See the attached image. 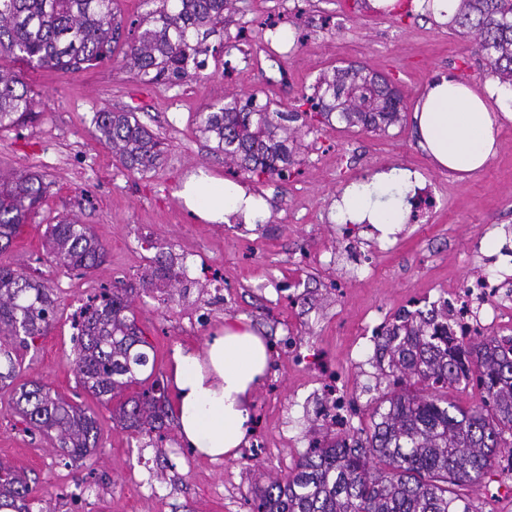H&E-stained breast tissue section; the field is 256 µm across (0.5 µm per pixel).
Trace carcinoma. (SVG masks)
<instances>
[{
	"mask_svg": "<svg viewBox=\"0 0 512 512\" xmlns=\"http://www.w3.org/2000/svg\"><path fill=\"white\" fill-rule=\"evenodd\" d=\"M156 8L130 22L124 66L153 82L193 78L210 52L208 38L224 23L227 0H145ZM455 23L478 39L499 82L512 86V0H462ZM122 37L114 0H0V58L32 67L76 72L112 59ZM310 109L331 124L384 131L400 119L403 97L388 81L352 67L319 77ZM41 102L21 74L0 68V127L21 126ZM309 113L271 108L253 94L224 97L200 113L197 131L241 175L282 178L295 164L291 123ZM98 138L129 171L147 172L161 156L158 138L130 112L96 113ZM46 193L30 173L0 172V248L9 246ZM45 248L61 268L92 271L105 250L89 227L61 217L45 232ZM52 293L26 273L0 265V389L20 370L18 349L46 335L54 315ZM78 382L112 409L123 429L150 434L169 417L165 387L148 368L154 347L136 324L126 288H105L75 322ZM387 360L388 386L358 436L316 441L295 469L258 489L253 512H481L458 489L476 483L502 452L512 469V337L474 339L448 335V303L406 310L377 333ZM479 372L467 376L466 365ZM143 386L130 397L132 385ZM477 389L480 402L464 410L448 389ZM11 400L32 435L47 437L60 455L77 463L97 447L95 419L44 384L25 382ZM27 472L0 460V512H32Z\"/></svg>",
	"mask_w": 512,
	"mask_h": 512,
	"instance_id": "carcinoma-1",
	"label": "carcinoma"
}]
</instances>
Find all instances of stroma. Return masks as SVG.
<instances>
[{"label":"stroma","instance_id":"1","mask_svg":"<svg viewBox=\"0 0 512 512\" xmlns=\"http://www.w3.org/2000/svg\"><path fill=\"white\" fill-rule=\"evenodd\" d=\"M394 14L369 0H231L224 28L211 36L218 51L193 80L177 85L146 82L124 67L121 52L76 72L32 69L10 58L0 65L23 71L44 103L32 122L0 128V172L43 178L48 193L0 264L47 283L56 319L45 336L20 350L19 382L38 381L93 414L98 446L83 466L65 465L46 438L31 436L19 413L0 396V459L24 468L35 499L71 512L68 493L88 488L83 512H249L260 477L295 469L314 438L326 437L318 415L320 363L330 361L349 390L348 435L369 421L370 406L385 388L373 332L392 323L411 302L422 309L448 296L484 258L512 237V121L502 120L498 151L480 172L460 178L435 169L419 145L413 111L437 73L453 72L488 95L498 85L473 36L441 25L419 0H400ZM349 66L396 83L405 108L384 132L312 122L297 134L291 176L247 182L269 205L260 224H213L189 213L177 192L197 170L227 178L223 154L196 130L198 114L225 96L255 94L274 108H293L312 94L321 73ZM103 109L131 112L158 136L156 168L132 172L94 135ZM399 166L417 172L432 211L410 220L384 240L375 225L344 232L334 206L344 189L375 172ZM89 225L105 249L92 272L49 262L44 231L58 216ZM178 278L144 283L158 261ZM218 272L224 295L212 310L191 281L202 268ZM132 291L138 327L153 345L156 373L171 380L177 347H204L225 320L246 318L263 336L270 367L259 384L251 415L264 441L252 457L213 461L194 456L171 467L175 423L163 440L113 424L112 412L78 382L73 365L72 315L102 287ZM296 342L308 355L288 354ZM142 483L133 491L132 480ZM481 512H512V475L490 471L465 487Z\"/></svg>","mask_w":512,"mask_h":512}]
</instances>
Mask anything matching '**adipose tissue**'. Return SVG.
<instances>
[{
    "instance_id": "obj_1",
    "label": "adipose tissue",
    "mask_w": 512,
    "mask_h": 512,
    "mask_svg": "<svg viewBox=\"0 0 512 512\" xmlns=\"http://www.w3.org/2000/svg\"><path fill=\"white\" fill-rule=\"evenodd\" d=\"M420 145L440 170L472 174L496 154L499 122L483 95L455 74L434 79L414 110ZM422 186L416 172L390 167L351 184L336 201V221L368 222L382 235L407 220L404 199ZM200 220L246 224L264 219L263 196L241 184L200 173L178 193ZM178 429L199 455L217 460L234 455L250 427L253 394L268 366L267 345L250 323L225 321L202 351L177 348L173 353Z\"/></svg>"
}]
</instances>
